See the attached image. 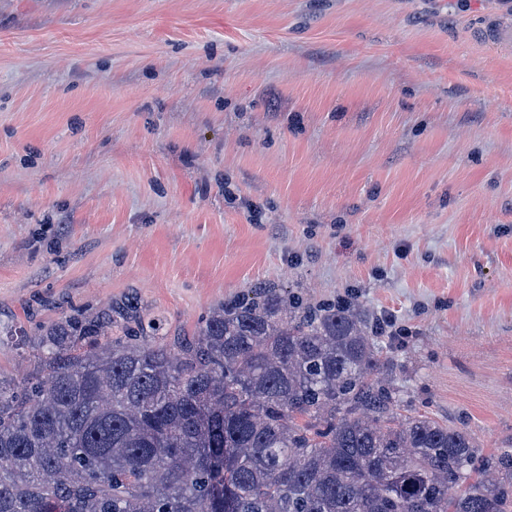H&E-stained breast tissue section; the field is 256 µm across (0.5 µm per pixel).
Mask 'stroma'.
<instances>
[{"mask_svg": "<svg viewBox=\"0 0 512 512\" xmlns=\"http://www.w3.org/2000/svg\"><path fill=\"white\" fill-rule=\"evenodd\" d=\"M512 0H0V376L18 330L260 284L389 315L410 411L512 448ZM473 34L491 45L508 46L512 43V15L492 13L480 16L473 24Z\"/></svg>", "mask_w": 512, "mask_h": 512, "instance_id": "35a3bbf8", "label": "stroma"}]
</instances>
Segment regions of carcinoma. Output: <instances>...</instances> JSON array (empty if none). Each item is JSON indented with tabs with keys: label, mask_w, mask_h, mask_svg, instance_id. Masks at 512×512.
Segmentation results:
<instances>
[{
	"label": "carcinoma",
	"mask_w": 512,
	"mask_h": 512,
	"mask_svg": "<svg viewBox=\"0 0 512 512\" xmlns=\"http://www.w3.org/2000/svg\"><path fill=\"white\" fill-rule=\"evenodd\" d=\"M127 303L0 379V512H512V448L402 413L381 329L263 284L155 343Z\"/></svg>",
	"instance_id": "carcinoma-1"
}]
</instances>
